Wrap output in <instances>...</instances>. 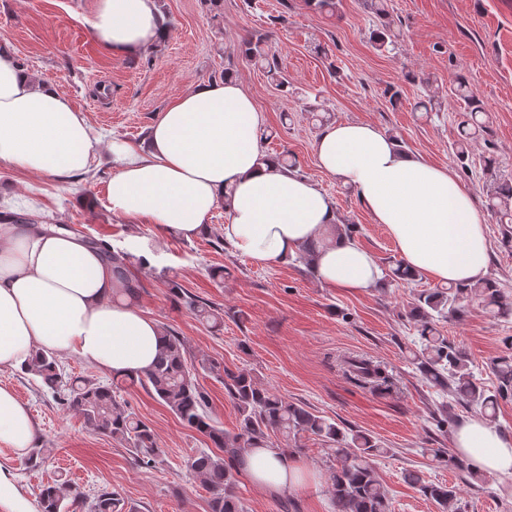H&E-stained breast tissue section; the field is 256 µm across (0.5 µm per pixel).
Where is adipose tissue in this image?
Segmentation results:
<instances>
[{"label":"adipose tissue","mask_w":512,"mask_h":512,"mask_svg":"<svg viewBox=\"0 0 512 512\" xmlns=\"http://www.w3.org/2000/svg\"><path fill=\"white\" fill-rule=\"evenodd\" d=\"M90 26L111 54L132 57L167 35L156 0H97ZM264 124L252 96L228 77L197 83L157 115L146 141L102 144L84 112L54 84L35 79L0 48V165L52 179L86 174L101 147L112 154L106 200L126 223L147 221L185 240L209 230L216 209L224 240L260 266L317 242L319 281L343 290L376 287L381 270L336 230L332 199L274 160H261ZM314 152L383 225L406 264L444 284L485 279L488 244L472 196L448 168L397 151L378 126L326 125ZM124 283L85 240L54 224L0 225V369L35 351L74 355L105 372L149 369L163 345L159 323L126 297ZM37 441L28 407L0 385V447L15 456ZM456 453L474 468L512 479V435L482 416L461 420ZM240 468L264 492L297 489L301 470L277 448H252Z\"/></svg>","instance_id":"obj_1"}]
</instances>
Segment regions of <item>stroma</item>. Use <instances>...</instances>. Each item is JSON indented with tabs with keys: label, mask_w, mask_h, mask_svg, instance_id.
I'll return each mask as SVG.
<instances>
[{
	"label": "stroma",
	"mask_w": 512,
	"mask_h": 512,
	"mask_svg": "<svg viewBox=\"0 0 512 512\" xmlns=\"http://www.w3.org/2000/svg\"><path fill=\"white\" fill-rule=\"evenodd\" d=\"M97 0H0V45L42 80L55 83L105 137L142 140L154 117L172 98L229 70L253 96L266 122L260 152L289 151L299 173L327 195L339 224L355 227L357 243L388 270L400 254L382 225L373 223L352 188L324 173L314 155L321 131L312 110L329 122H366L400 136L407 152L436 165L455 168L450 149L457 137L461 103L454 77L464 74L487 108L491 139L502 175L512 177V0H388L389 19L402 37L395 49L379 51L370 41L375 24L361 0H341L336 15L313 10L307 0H158L171 24L164 43L150 54L108 57L99 48L89 21ZM253 34L268 37V48L288 77L275 86L266 72L239 50ZM331 49L332 59L315 51ZM429 77L423 88L417 76ZM400 89L402 102L391 107L388 86ZM434 94L436 109L412 111L415 100ZM112 156L102 152L88 175L54 181L33 172L0 166V206L23 213L57 215L81 237L108 240L125 250L130 238L148 243L158 257L149 267L132 265L142 285L140 310L186 340L193 358H214L243 368L288 401L307 405L345 430H360L385 449L376 461L391 512H440L405 479L409 470L456 492L460 512H512V481L487 476L473 483L458 471L437 468L426 448L453 445V427L470 411L453 394L432 387L412 362L417 339L406 318L420 290L434 287L430 276L411 285L383 282L359 291L322 285L298 259L259 266L224 241V212L216 210L207 236L186 241L154 224H128L107 208L105 187ZM489 241L487 276L512 293V248L500 243V226L485 220ZM224 268L223 283L211 272ZM221 308L224 324L214 328L174 303L167 283ZM442 331L462 348L477 379L493 386L492 362L512 347V318L474 307ZM354 352L383 361L396 379L391 391L358 386L342 370L340 358ZM209 394V414L225 431H235L237 410L214 375L197 371ZM27 403L39 440L50 441L53 455L39 467L0 449V464L10 468L21 495L36 502L40 485L55 477L90 496L101 488L118 492L129 512H210V494L185 466L205 447L201 434L183 427L155 396L126 385L122 398L154 430L162 461L139 465L125 445L95 434L74 411L58 404L23 370L0 371ZM448 412L449 429L437 431L433 412ZM293 459L308 475L304 489L264 493L238 475L236 493L245 512H335L328 482L329 459L314 436L299 438Z\"/></svg>",
	"instance_id": "1"
}]
</instances>
